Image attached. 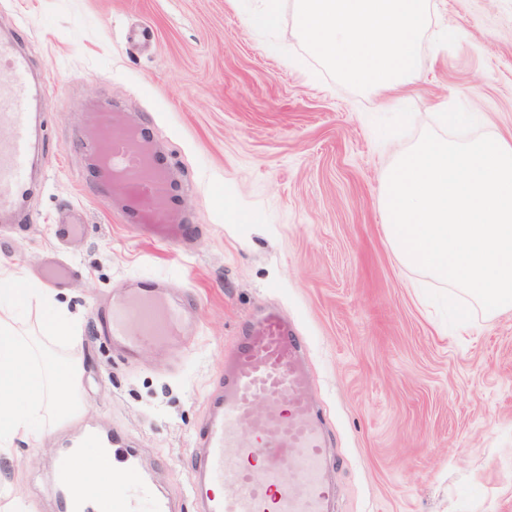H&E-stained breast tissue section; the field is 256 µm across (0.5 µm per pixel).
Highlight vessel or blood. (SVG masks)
<instances>
[{"instance_id": "vessel-or-blood-1", "label": "vessel or blood", "mask_w": 512, "mask_h": 512, "mask_svg": "<svg viewBox=\"0 0 512 512\" xmlns=\"http://www.w3.org/2000/svg\"><path fill=\"white\" fill-rule=\"evenodd\" d=\"M0 61L11 73L0 83V213L16 215L31 190L27 170L35 146L31 103L37 86L28 58L12 39L0 40ZM90 148L104 152L108 170L122 176L131 209L156 240H187L186 226L166 219L167 182L148 168L136 136L115 132L100 112ZM187 316L184 302L166 298L161 280L147 279L113 298L104 328L113 344L134 355L145 343L179 340ZM258 400L265 403L260 413L253 410ZM110 444L123 460L112 471V512H177L173 500L138 474L122 440ZM326 447L303 339L281 312L267 310L241 337L222 386L209 398L187 493L196 512H329L336 490ZM287 470L298 474L288 484L281 480Z\"/></svg>"}]
</instances>
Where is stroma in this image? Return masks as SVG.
Here are the masks:
<instances>
[{
    "label": "stroma",
    "instance_id": "35a3bbf8",
    "mask_svg": "<svg viewBox=\"0 0 512 512\" xmlns=\"http://www.w3.org/2000/svg\"><path fill=\"white\" fill-rule=\"evenodd\" d=\"M257 0H0L40 85L41 129L20 219H0V267L42 282L55 250L77 271L56 296L79 323L83 412L0 458V512H56L54 464L70 439L127 436L143 473L195 512L189 451L208 397L261 305L306 344L335 456L334 512H512V312L449 327L401 265L379 206L389 165L438 113L463 105L480 134L512 137V0H430L420 78L349 88L303 47L294 0L274 31ZM454 40H447V30ZM152 131L196 227L186 249L124 219L118 186L87 174L94 107ZM80 208L82 235L59 220ZM193 295L180 343L126 359L101 337L105 301L135 278ZM263 1L261 7L252 10L247 16V23L252 29H273L279 23V1Z\"/></svg>",
    "mask_w": 512,
    "mask_h": 512
}]
</instances>
